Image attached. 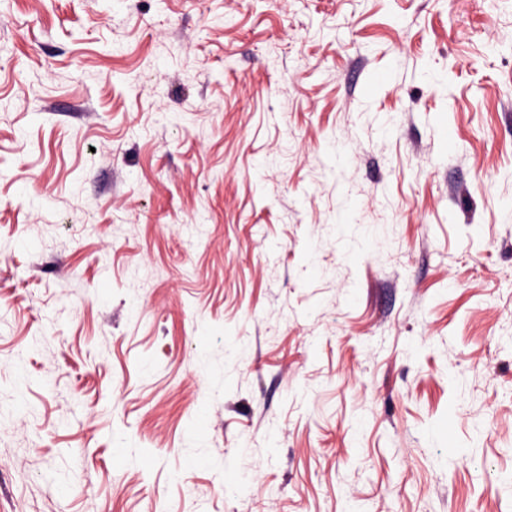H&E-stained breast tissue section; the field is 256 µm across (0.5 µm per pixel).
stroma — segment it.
Here are the masks:
<instances>
[{
    "label": "stroma",
    "instance_id": "1",
    "mask_svg": "<svg viewBox=\"0 0 512 512\" xmlns=\"http://www.w3.org/2000/svg\"><path fill=\"white\" fill-rule=\"evenodd\" d=\"M0 512H512V0H0Z\"/></svg>",
    "mask_w": 512,
    "mask_h": 512
}]
</instances>
